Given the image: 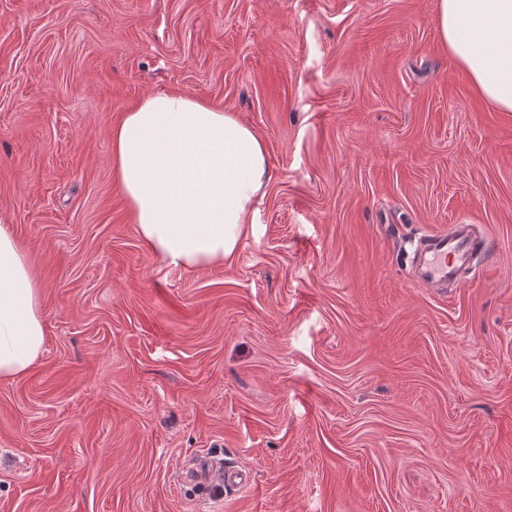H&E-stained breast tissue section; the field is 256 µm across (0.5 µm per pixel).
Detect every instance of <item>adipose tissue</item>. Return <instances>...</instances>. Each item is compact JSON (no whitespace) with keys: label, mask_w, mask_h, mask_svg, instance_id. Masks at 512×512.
Masks as SVG:
<instances>
[{"label":"adipose tissue","mask_w":512,"mask_h":512,"mask_svg":"<svg viewBox=\"0 0 512 512\" xmlns=\"http://www.w3.org/2000/svg\"><path fill=\"white\" fill-rule=\"evenodd\" d=\"M436 25L476 90L512 112V0H437ZM110 140L114 181L156 255L175 267L232 257L267 185L259 136L231 113L173 92L123 113ZM44 341L27 250L0 224V379L27 373Z\"/></svg>","instance_id":"obj_1"}]
</instances>
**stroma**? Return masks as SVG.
Masks as SVG:
<instances>
[{"label": "stroma", "mask_w": 512, "mask_h": 512, "mask_svg": "<svg viewBox=\"0 0 512 512\" xmlns=\"http://www.w3.org/2000/svg\"><path fill=\"white\" fill-rule=\"evenodd\" d=\"M436 0H0V222L44 349L0 380V512H512V112ZM179 92L265 143L233 257L164 263L109 163ZM471 224L492 262L415 282ZM216 456L248 484L203 487ZM489 240L472 230L469 224H453L423 238L415 251L416 278L436 288L461 287L463 274L486 258Z\"/></svg>", "instance_id": "35a3bbf8"}]
</instances>
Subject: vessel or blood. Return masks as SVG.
<instances>
[{
    "mask_svg": "<svg viewBox=\"0 0 512 512\" xmlns=\"http://www.w3.org/2000/svg\"><path fill=\"white\" fill-rule=\"evenodd\" d=\"M489 251L488 239L474 232L470 225H451L448 230L429 234L420 241L414 256L416 278L436 288L462 286L466 272L484 260ZM188 478L206 486L217 480L229 486L247 480L242 472L209 456L195 460Z\"/></svg>",
    "mask_w": 512,
    "mask_h": 512,
    "instance_id": "obj_1",
    "label": "vessel or blood"
}]
</instances>
